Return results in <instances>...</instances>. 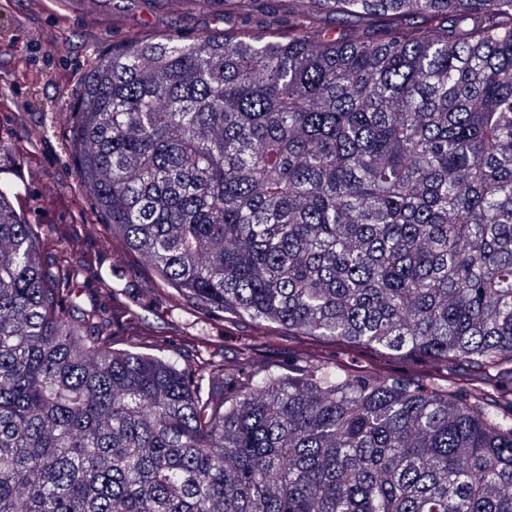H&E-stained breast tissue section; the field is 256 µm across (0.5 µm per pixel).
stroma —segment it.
I'll return each instance as SVG.
<instances>
[{
  "mask_svg": "<svg viewBox=\"0 0 512 512\" xmlns=\"http://www.w3.org/2000/svg\"><path fill=\"white\" fill-rule=\"evenodd\" d=\"M287 15L288 0H254L248 14L226 17L191 5L155 9L144 0H0V87L12 102L10 110L0 111V138L29 150L19 168L0 158V181L20 187V205L26 219L35 220L47 256L60 247L57 226L79 228L86 258L76 278L79 301L136 311L137 323L113 321V347L179 351L202 373L218 359L225 375L237 379L269 366L295 372L312 358L368 377L471 375L464 365L401 361L367 347L346 348L328 338L310 340L249 319L206 314L162 286L137 253L113 239L92 197L81 190L65 139L75 123L70 104L97 56L130 35L150 38L173 30L193 37ZM59 71L67 73L66 82L54 80Z\"/></svg>",
  "mask_w": 512,
  "mask_h": 512,
  "instance_id": "stroma-1",
  "label": "stroma"
}]
</instances>
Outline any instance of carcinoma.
I'll return each mask as SVG.
<instances>
[{"label":"carcinoma","instance_id":"cac0c4a2","mask_svg":"<svg viewBox=\"0 0 512 512\" xmlns=\"http://www.w3.org/2000/svg\"><path fill=\"white\" fill-rule=\"evenodd\" d=\"M288 14L113 44L73 102L80 186L207 313L479 377L204 385L112 347L81 256L45 263L0 184V512H512V0Z\"/></svg>","mask_w":512,"mask_h":512}]
</instances>
